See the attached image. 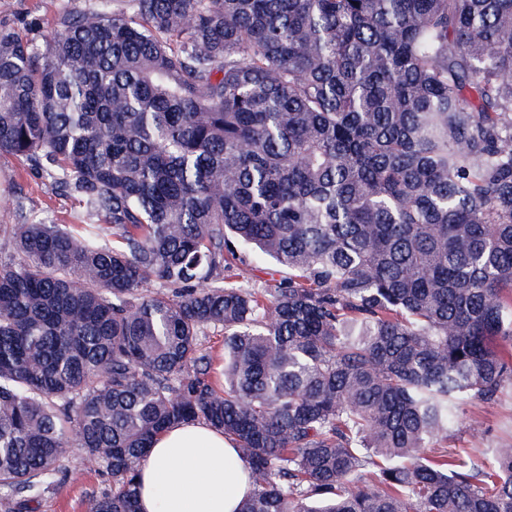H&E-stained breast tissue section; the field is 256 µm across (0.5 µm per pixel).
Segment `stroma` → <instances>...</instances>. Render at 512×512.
<instances>
[{"label":"stroma","mask_w":512,"mask_h":512,"mask_svg":"<svg viewBox=\"0 0 512 512\" xmlns=\"http://www.w3.org/2000/svg\"><path fill=\"white\" fill-rule=\"evenodd\" d=\"M115 7L116 0H0V33L44 46L63 12ZM43 219L52 224H86L90 217L79 194L52 188L47 175L22 158L0 152V225ZM229 269L230 281L248 288H263L286 276L275 261L243 248ZM512 442V386L498 400L462 405L457 423L448 436V448H471L483 461L492 450ZM56 490L41 500L38 512H88L91 500L109 491L111 484L80 452H73L57 473Z\"/></svg>","instance_id":"35a3bbf8"}]
</instances>
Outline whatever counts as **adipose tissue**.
<instances>
[{
	"label": "adipose tissue",
	"mask_w": 512,
	"mask_h": 512,
	"mask_svg": "<svg viewBox=\"0 0 512 512\" xmlns=\"http://www.w3.org/2000/svg\"><path fill=\"white\" fill-rule=\"evenodd\" d=\"M139 512H236L249 471L222 432L180 424L156 439L138 469Z\"/></svg>",
	"instance_id": "obj_1"
}]
</instances>
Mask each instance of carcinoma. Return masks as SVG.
<instances>
[{
    "mask_svg": "<svg viewBox=\"0 0 512 512\" xmlns=\"http://www.w3.org/2000/svg\"><path fill=\"white\" fill-rule=\"evenodd\" d=\"M0 152L102 218L6 228L7 512L75 448L89 512H136L189 421L248 466L238 512H512L511 444L426 454L512 382V0L64 14L43 53L0 35ZM251 245L288 279L224 281Z\"/></svg>",
    "mask_w": 512,
    "mask_h": 512,
    "instance_id": "cac0c4a2",
    "label": "carcinoma"
}]
</instances>
